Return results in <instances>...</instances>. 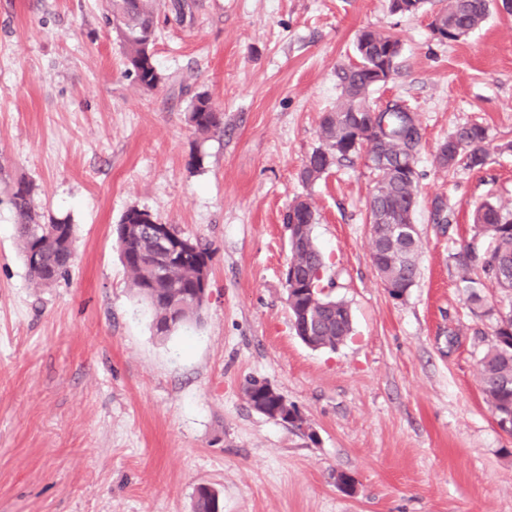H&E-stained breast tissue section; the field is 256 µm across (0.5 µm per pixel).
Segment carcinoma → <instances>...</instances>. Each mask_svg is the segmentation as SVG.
I'll list each match as a JSON object with an SVG mask.
<instances>
[{
  "instance_id": "carcinoma-1",
  "label": "carcinoma",
  "mask_w": 512,
  "mask_h": 512,
  "mask_svg": "<svg viewBox=\"0 0 512 512\" xmlns=\"http://www.w3.org/2000/svg\"><path fill=\"white\" fill-rule=\"evenodd\" d=\"M493 0H447L432 21V30L448 32V41L456 42L480 26L494 6ZM192 0H170L169 8L178 23L192 14ZM107 24L112 26L125 48L128 74L142 88L152 90L160 82L153 42L143 38L157 34V0H105ZM390 40L382 32L365 29L355 42L358 62L336 67V82L341 100L323 113L319 122L321 146L305 161L300 179L308 184L318 180L330 167L347 161L352 153L336 149L346 127L355 120V112L366 116L377 109L370 97L375 88L368 72L384 65L396 72L388 57ZM189 121L201 135L224 130V113L205 93L195 94L190 102ZM386 130L382 139L362 148L375 175L368 203L371 226V259L384 285L401 292L413 287L419 277V248L409 249L393 232L395 224L414 223L419 180L404 176L403 169L417 166L421 139L405 135L407 113L400 110L385 113ZM486 128L473 123L459 127L438 148L437 165L451 171L458 166L475 169L486 164L484 143ZM17 216V237L21 257L31 280L38 288L49 287L69 274L73 256V226L53 216L34 212L31 188L19 183L11 197ZM149 212L128 210L116 227V243L136 295L152 310L155 336L165 339L190 322H199L205 306L194 300L201 280L209 278L212 249L206 243L191 242L190 251L174 258L159 250L153 234ZM316 222L311 203L297 199L288 207L283 223L288 227L290 257L286 271V300L296 335L312 349H336V342L351 332L348 305L323 293L318 277L324 258L313 236ZM475 234L459 259L460 282L468 290L467 302L482 306L480 290L496 288L512 295V269L505 262L512 259V211L486 201L472 216ZM38 262H32L33 256ZM492 323L490 348L479 359L483 394L502 430L512 433V307L484 310ZM265 381L247 383L250 405L261 411L270 403L263 395ZM222 504L214 490L199 485L194 493V512H220Z\"/></svg>"
}]
</instances>
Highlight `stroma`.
I'll return each mask as SVG.
<instances>
[{"mask_svg": "<svg viewBox=\"0 0 512 512\" xmlns=\"http://www.w3.org/2000/svg\"><path fill=\"white\" fill-rule=\"evenodd\" d=\"M442 5L196 0L184 24L160 22L147 91L103 0H0V512H192L200 483L223 512H512V435L480 383L490 322L468 310L455 258L476 207L512 211V13L442 42ZM364 29L402 43L374 100L410 105L423 133L420 276L400 300L372 264L364 158L299 178ZM199 92L223 134H195ZM470 123L488 130L486 165L438 169L439 144ZM19 181L35 212L74 228L70 277L48 288L20 255ZM438 197L449 223L434 221ZM298 198L316 209L322 284L351 312L333 350L296 336L285 301L283 215ZM133 207L213 248L201 322L165 340L115 242ZM253 378L303 427L255 411Z\"/></svg>", "mask_w": 512, "mask_h": 512, "instance_id": "stroma-1", "label": "stroma"}]
</instances>
